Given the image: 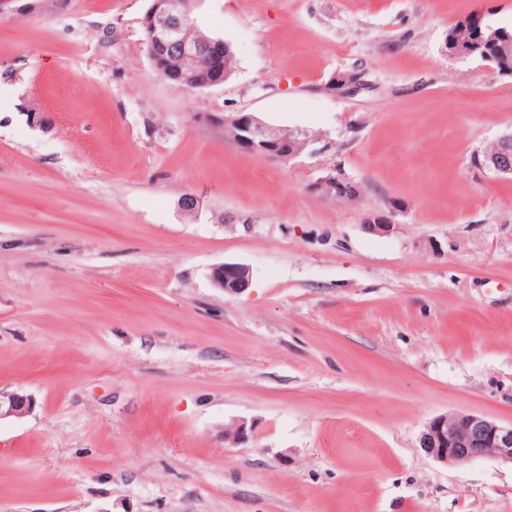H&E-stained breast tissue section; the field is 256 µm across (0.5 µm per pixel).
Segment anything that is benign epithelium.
Returning <instances> with one entry per match:
<instances>
[{
  "mask_svg": "<svg viewBox=\"0 0 512 512\" xmlns=\"http://www.w3.org/2000/svg\"><path fill=\"white\" fill-rule=\"evenodd\" d=\"M188 5L184 0H152L142 23L148 32L151 61L155 70L171 84L183 87L188 76L200 67L215 74L213 86L224 83L227 54L221 41L214 38L194 40L186 32ZM359 74H342L331 88L359 91L363 89ZM224 130L241 149L288 162L304 149L306 135L301 131H272L251 112H236L224 117ZM477 165L498 178L512 181V131L497 139L491 152L475 156ZM311 190L330 199L352 200L357 186L330 170L311 185ZM396 204L386 211L366 218V229L386 233L394 224ZM211 279L215 287L227 294L246 291L251 284L247 266L225 262L213 268ZM33 406L30 396L0 391V419L23 417ZM427 455L444 464H460L484 457H495L512 464V423L504 425L484 415L453 412L438 415L426 425L420 439Z\"/></svg>",
  "mask_w": 512,
  "mask_h": 512,
  "instance_id": "benign-epithelium-1",
  "label": "benign epithelium"
}]
</instances>
